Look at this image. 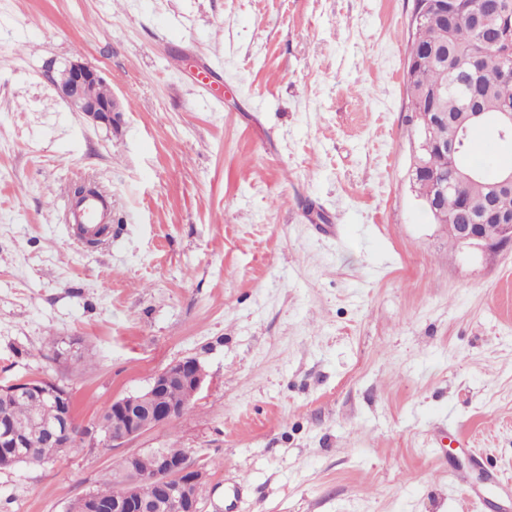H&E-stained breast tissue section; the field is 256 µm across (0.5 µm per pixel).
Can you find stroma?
Listing matches in <instances>:
<instances>
[{
    "instance_id": "1",
    "label": "stroma",
    "mask_w": 512,
    "mask_h": 512,
    "mask_svg": "<svg viewBox=\"0 0 512 512\" xmlns=\"http://www.w3.org/2000/svg\"><path fill=\"white\" fill-rule=\"evenodd\" d=\"M414 0H0V382L56 381L88 436L0 469L66 512L184 449L203 512H512V249L464 255L410 185ZM96 64L111 126L51 81ZM97 186L111 232L64 220ZM79 339L63 361L49 339ZM190 409L92 428L173 361ZM206 376L198 358L188 357L170 363L155 374L146 391L115 399L104 410L101 426L112 433L100 429L102 443L112 448H123L148 430L167 424L176 416L174 410L179 411L180 417L189 408L185 405L186 400L192 403L202 390ZM170 384L180 385L186 396L177 389L165 393V403L174 410L154 403L156 395Z\"/></svg>"
}]
</instances>
